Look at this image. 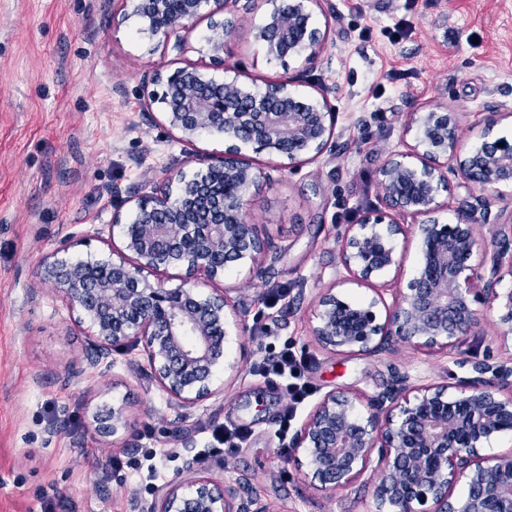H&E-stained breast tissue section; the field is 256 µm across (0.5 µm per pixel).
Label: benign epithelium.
Wrapping results in <instances>:
<instances>
[{
    "instance_id": "1",
    "label": "benign epithelium",
    "mask_w": 512,
    "mask_h": 512,
    "mask_svg": "<svg viewBox=\"0 0 512 512\" xmlns=\"http://www.w3.org/2000/svg\"><path fill=\"white\" fill-rule=\"evenodd\" d=\"M125 2L130 4L125 18L164 44L209 20L222 35L206 40V55L224 72L235 71L224 59V35L234 29L240 0ZM261 2L268 10L254 37L267 57L298 56L308 64L322 57L326 35L310 20L313 8L322 10L329 0ZM206 69L188 64L166 78L159 71L146 77L165 85L157 102L179 140L191 143L204 133L221 132L232 141L224 154H193L189 162L198 165L196 176L171 167L152 196L129 198L135 202L133 218L123 225L120 215L113 217V225L122 226V247L108 258L73 260L64 240L39 270L76 315L74 321L88 324V364L109 370L117 349L143 345L150 377L180 417L217 393L215 373L224 365L230 337L228 316L241 318L225 292L204 297L198 282H215L230 264L245 261L259 277L269 250L257 225L242 219L252 190L268 175L240 145L302 164L332 150L335 134L326 90L318 99H304L286 78L251 91L236 75L218 80ZM511 117V112L490 113L482 142L466 148L451 114H406V131L417 132L415 144L381 160L376 177L382 206L365 211L341 237L339 264L346 275L319 295L311 327L318 344L366 355L397 346L458 348L477 321L474 302L480 296L497 310L501 335H512V289L499 288L505 276L512 277V232L495 234L490 261L475 264L482 248L471 210L459 205L454 224L435 217L448 208L437 197L451 175L497 197L512 188V139L491 136L495 125ZM407 218L412 224L404 223ZM412 241L418 264L406 287L391 290V300L378 288L363 302L335 291L346 283L371 287L383 274L401 273ZM172 270L184 276L179 286L167 288ZM149 273L156 282L147 279ZM473 370L476 376L454 394L446 386L417 387L396 369L391 385L378 394H328L288 447L305 457L311 479L324 492L347 487L368 472L376 476V512H512V451L482 456L477 448L512 431V367L484 359ZM360 403L366 405L365 417L357 410ZM124 419V409L114 408L94 418L95 431L114 434ZM462 479L469 492L458 499L454 489ZM144 512L272 510L252 496L243 478L194 476L170 484Z\"/></svg>"
}]
</instances>
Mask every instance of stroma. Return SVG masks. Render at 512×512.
Masks as SVG:
<instances>
[{
	"instance_id": "35a3bbf8",
	"label": "stroma",
	"mask_w": 512,
	"mask_h": 512,
	"mask_svg": "<svg viewBox=\"0 0 512 512\" xmlns=\"http://www.w3.org/2000/svg\"><path fill=\"white\" fill-rule=\"evenodd\" d=\"M126 10L124 0H0V512H141L172 481L195 475L248 476L253 497L273 512H376L372 477L329 495L310 485L305 463L282 453L291 430L327 394H377L395 367L417 385L453 386L473 377L486 353L512 360V341L484 311L460 353H341L313 342L312 314L342 271L346 225L378 202L379 160L404 148L405 113L456 114L472 145L484 113L512 111V0H329L313 13L327 51L311 67L268 60L253 37L266 6L239 0L227 61L253 89L282 77L306 95L326 86L337 150L292 168L243 147L271 176L246 213L270 250L262 278L232 265L220 280L246 312L245 331L226 347L235 368L218 375L223 393L183 420L146 375L121 362L89 367L85 328L37 274L64 240L71 258L108 255L121 242L113 217L131 216L128 196L148 197L168 168L194 173L187 156L228 145L218 132L183 143L141 112L163 90L144 79L153 69L169 75L194 63L223 77L203 52L208 21L177 51L143 38ZM462 202L475 208L482 245L512 222V200L472 185L455 186L440 222H455ZM287 349L305 361L309 394L286 430L288 382L260 366ZM115 404L125 407V427L99 435L94 416ZM240 425L249 435L236 447L212 437ZM150 465L151 485L139 479Z\"/></svg>"
}]
</instances>
